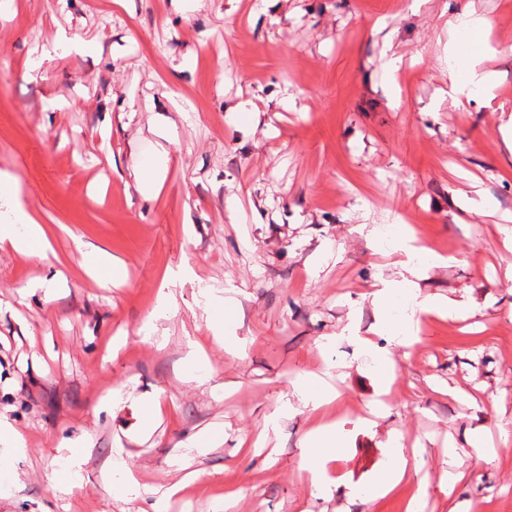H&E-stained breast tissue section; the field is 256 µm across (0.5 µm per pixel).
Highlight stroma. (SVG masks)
<instances>
[{
	"label": "stroma",
	"instance_id": "stroma-1",
	"mask_svg": "<svg viewBox=\"0 0 512 512\" xmlns=\"http://www.w3.org/2000/svg\"><path fill=\"white\" fill-rule=\"evenodd\" d=\"M0 9V194L16 191L48 229L55 256L0 250V420L21 431L16 483L0 512H137L115 499L123 455L144 483L201 478L170 512H512V0H9ZM487 19L479 69L495 86L453 99L458 9ZM90 52L43 55L59 33ZM193 58L184 66V58ZM400 58L397 71L387 62ZM169 162L152 197L159 142ZM411 212L439 265L408 276L422 296L466 302L464 321L423 318L417 341L388 340L374 301L399 280L379 233ZM111 254L126 283L99 287L72 240ZM188 276L170 283L169 274ZM224 312L228 353L212 340L201 289ZM124 335L117 358L106 350ZM396 361L389 409L378 360ZM202 345L209 383L189 380ZM329 370L345 438L330 493L309 481L314 423L294 390ZM158 398L146 419L141 407ZM479 429L488 452L448 448ZM216 433L208 452L179 444ZM416 450L407 483L360 505L383 477L393 437ZM87 439L81 489L49 481L57 446ZM169 161V152L168 149L164 146H161L158 150V155L156 157L155 164L153 166L151 177L144 179L141 178L138 173L135 172L134 180L137 186V189L146 195H150L152 190L154 189L156 183L159 180L160 171L166 168V165Z\"/></svg>",
	"mask_w": 512,
	"mask_h": 512
}]
</instances>
